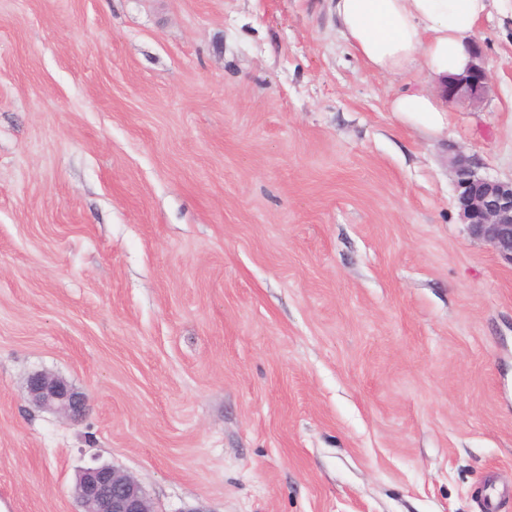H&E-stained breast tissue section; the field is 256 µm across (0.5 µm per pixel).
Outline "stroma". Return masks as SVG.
Instances as JSON below:
<instances>
[{
	"label": "stroma",
	"mask_w": 512,
	"mask_h": 512,
	"mask_svg": "<svg viewBox=\"0 0 512 512\" xmlns=\"http://www.w3.org/2000/svg\"><path fill=\"white\" fill-rule=\"evenodd\" d=\"M426 135L330 0H0V504L480 512L512 482V266L450 160L512 179V20ZM48 371L84 392L36 406ZM27 391L38 406L71 419H81L87 409L85 394L62 377L37 372L27 381ZM73 494L82 512H155L138 480L109 464L81 470ZM512 497V485L490 484L482 496V512H498L502 500Z\"/></svg>",
	"instance_id": "1"
}]
</instances>
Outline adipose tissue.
<instances>
[{
  "label": "adipose tissue",
  "mask_w": 512,
  "mask_h": 512,
  "mask_svg": "<svg viewBox=\"0 0 512 512\" xmlns=\"http://www.w3.org/2000/svg\"><path fill=\"white\" fill-rule=\"evenodd\" d=\"M345 40L372 69L439 80L468 67L480 20L512 17V0H332ZM398 118L434 134L448 123L445 107L419 87L392 102Z\"/></svg>",
  "instance_id": "ef3b65f1"
}]
</instances>
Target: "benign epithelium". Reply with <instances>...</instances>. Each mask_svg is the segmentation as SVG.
<instances>
[{"instance_id": "1", "label": "benign epithelium", "mask_w": 512, "mask_h": 512, "mask_svg": "<svg viewBox=\"0 0 512 512\" xmlns=\"http://www.w3.org/2000/svg\"><path fill=\"white\" fill-rule=\"evenodd\" d=\"M474 59L465 74L445 87L447 98L477 101L488 91L490 76L481 52ZM453 169L463 223L474 238L489 244L503 262L512 265V180L479 176L474 162L463 154L454 158ZM27 391L36 405L68 419L85 415V394L59 376L34 373L28 378ZM73 494L82 512H155L138 480L109 464L81 470Z\"/></svg>"}]
</instances>
